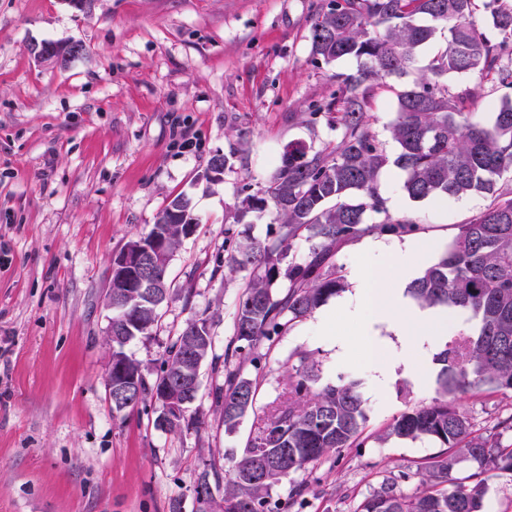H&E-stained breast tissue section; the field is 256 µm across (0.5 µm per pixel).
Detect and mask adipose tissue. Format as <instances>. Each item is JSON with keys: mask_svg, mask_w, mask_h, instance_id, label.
Here are the masks:
<instances>
[{"mask_svg": "<svg viewBox=\"0 0 512 512\" xmlns=\"http://www.w3.org/2000/svg\"><path fill=\"white\" fill-rule=\"evenodd\" d=\"M403 246L404 252L396 263L397 284L381 287L373 268L358 265L352 271L357 288L353 295L341 302L340 312L345 321L359 326L362 335H373L375 325L386 324L415 340L417 349L411 355L405 347L389 346L387 358L375 366L376 381L384 385L400 374L411 378L424 390L431 383L429 366L435 338L440 335L448 313L441 307L412 305L404 295L401 282L411 276L414 266L428 260L432 245L409 238Z\"/></svg>", "mask_w": 512, "mask_h": 512, "instance_id": "ef3b65f1", "label": "adipose tissue"}]
</instances>
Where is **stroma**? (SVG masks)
<instances>
[{"label": "stroma", "instance_id": "1", "mask_svg": "<svg viewBox=\"0 0 512 512\" xmlns=\"http://www.w3.org/2000/svg\"><path fill=\"white\" fill-rule=\"evenodd\" d=\"M316 0H94L90 11L68 0H0V512H198L197 477L220 478L263 425L248 414L225 434L212 391L224 382L223 355L232 340L235 304L245 273L228 274L226 250L245 234L276 236L272 212L250 223L234 218L235 191L265 182L288 142L321 148L334 134L306 122L309 104L335 88L333 76L356 63L315 62L307 39ZM82 42L84 55L66 67L41 63L45 41ZM373 106V128L388 155L389 126L405 79L391 82ZM228 157L221 179L203 173L213 154ZM396 167L379 190L391 215L418 222L446 250L460 224L483 210L487 194L411 200ZM198 220L169 267L174 290L149 336L125 348L155 379L160 361L186 323L209 317L214 358L200 370L190 413L199 428H156L159 404L130 416L116 413L106 391L112 313L105 306L111 261L133 236L155 224L176 196ZM364 238L336 255L346 277L340 294L304 317L263 358L260 408L283 388L289 357L312 356L323 381L356 378L365 402L366 443L307 466L274 488L292 512H355L384 478L400 477L413 494L417 466L438 446L428 440H381L408 407L432 402L398 377L372 386L376 359L353 326L336 317L353 341L337 360L320 322L353 293L358 263L391 276L397 237ZM474 428L493 432L512 415V394L460 399Z\"/></svg>", "mask_w": 512, "mask_h": 512}]
</instances>
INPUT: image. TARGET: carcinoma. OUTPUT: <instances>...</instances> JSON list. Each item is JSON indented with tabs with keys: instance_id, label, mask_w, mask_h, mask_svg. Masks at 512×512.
I'll use <instances>...</instances> for the list:
<instances>
[{
	"instance_id": "cac0c4a2",
	"label": "carcinoma",
	"mask_w": 512,
	"mask_h": 512,
	"mask_svg": "<svg viewBox=\"0 0 512 512\" xmlns=\"http://www.w3.org/2000/svg\"><path fill=\"white\" fill-rule=\"evenodd\" d=\"M501 40L491 41L475 14L476 0H320L310 17L311 54L330 64L353 58V73L334 75L336 89L311 106L336 131L325 148L315 150L302 141L288 143L281 164L270 178L235 204L236 223L252 213L273 208L280 233L264 239L243 238L224 259L229 272H248L233 318L232 345L224 352V385L214 390L222 406L224 431L232 434L256 408L257 379L244 373L232 358L244 355L256 363L262 349L283 335L288 325L320 307L344 283L335 256L339 246L365 234L403 237L420 225L390 215L378 183L390 164L405 174L408 196H460L472 191L490 195L489 205L459 230L438 260L409 286L410 297L422 306H443L467 312L472 330L452 336L436 356L437 397L413 406L395 418L383 434L404 439L428 438L441 451L419 467L420 487L409 496L397 479H386L356 512H485L486 475L512 476V416L489 435L477 433L464 412L448 402L456 394H477L486 387L512 392V189L497 182L512 171V103L506 102L488 122L474 111L479 93L449 90L445 79L474 73L512 88V4L483 0ZM441 32L445 48L421 71L412 85L397 95L396 116L389 127L399 152L389 157L372 126V105L390 88L387 79L415 70L418 49ZM57 64L65 66L85 53L77 42H44ZM227 158L209 159L205 177L216 180ZM195 223L189 200L177 196L161 211L152 231L166 241L157 261L165 268ZM299 241L306 252L293 254ZM130 278L112 274V294L128 297ZM157 318L142 317V328L126 334L122 312L112 310V358L121 364L112 379L132 381L139 391L134 412L147 400L168 409V432L196 428L199 417L169 409L172 391L194 364L206 361L213 336L206 317L190 320L167 349L160 373L145 378L141 363L126 345L149 334ZM288 396L265 418L259 433L235 459L224 479V497L217 503L208 473L198 478L205 491L202 512H276L271 490L306 466L343 448L364 446V402L357 380L321 383L316 361L307 355L287 371ZM468 463L471 473L458 478Z\"/></svg>"
}]
</instances>
